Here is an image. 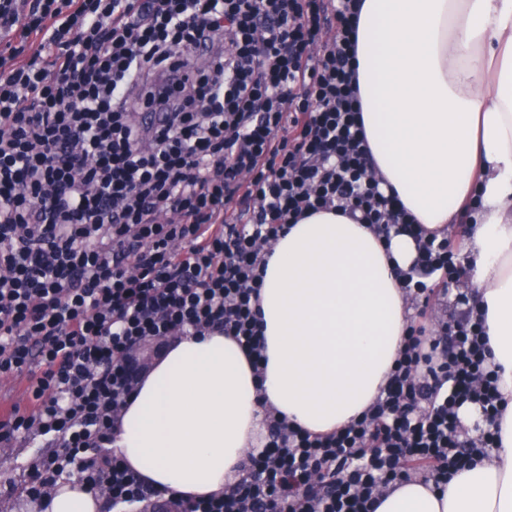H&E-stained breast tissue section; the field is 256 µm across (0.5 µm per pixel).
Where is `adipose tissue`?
Instances as JSON below:
<instances>
[{
  "mask_svg": "<svg viewBox=\"0 0 512 512\" xmlns=\"http://www.w3.org/2000/svg\"><path fill=\"white\" fill-rule=\"evenodd\" d=\"M356 83L384 192L437 235L467 220L464 261L506 401L492 459L437 490L400 484L375 512H512V0H360ZM405 233L319 211L289 225L259 298L264 387L224 335L170 341L139 381L114 446L147 484L190 496L233 481L263 404L314 433L358 420L409 325Z\"/></svg>",
  "mask_w": 512,
  "mask_h": 512,
  "instance_id": "obj_1",
  "label": "adipose tissue"
}]
</instances>
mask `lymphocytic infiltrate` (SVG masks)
<instances>
[{"instance_id": "1", "label": "lymphocytic infiltrate", "mask_w": 512, "mask_h": 512, "mask_svg": "<svg viewBox=\"0 0 512 512\" xmlns=\"http://www.w3.org/2000/svg\"><path fill=\"white\" fill-rule=\"evenodd\" d=\"M355 0H0V374L29 403L0 446L46 439L26 497L77 474L108 512H373L397 482L441 487L498 446L499 376L449 240L413 223L368 170L353 59ZM159 107L157 127L133 115ZM339 211L413 236L409 300L466 305L410 325L386 389L313 434L265 411L223 493L146 485L112 442L150 340L220 332L260 364L264 246ZM476 407L471 434L460 411Z\"/></svg>"}]
</instances>
